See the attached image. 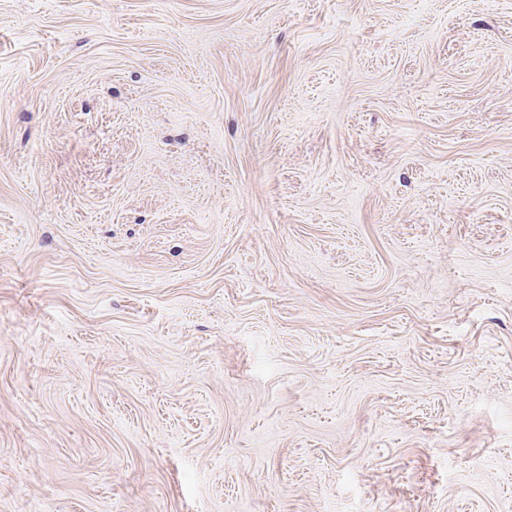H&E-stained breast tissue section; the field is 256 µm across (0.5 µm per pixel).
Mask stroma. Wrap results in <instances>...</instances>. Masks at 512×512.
Returning a JSON list of instances; mask_svg holds the SVG:
<instances>
[{
    "instance_id": "1",
    "label": "stroma",
    "mask_w": 512,
    "mask_h": 512,
    "mask_svg": "<svg viewBox=\"0 0 512 512\" xmlns=\"http://www.w3.org/2000/svg\"><path fill=\"white\" fill-rule=\"evenodd\" d=\"M0 512H512V0H0Z\"/></svg>"
}]
</instances>
